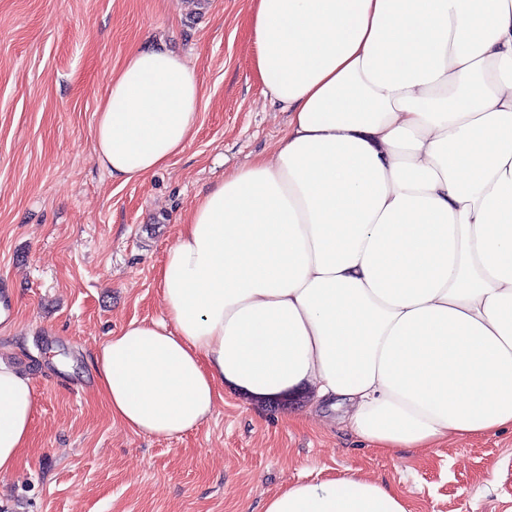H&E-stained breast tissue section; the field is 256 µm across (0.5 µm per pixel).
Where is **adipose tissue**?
Wrapping results in <instances>:
<instances>
[{
    "label": "adipose tissue",
    "instance_id": "ef3b65f1",
    "mask_svg": "<svg viewBox=\"0 0 512 512\" xmlns=\"http://www.w3.org/2000/svg\"><path fill=\"white\" fill-rule=\"evenodd\" d=\"M256 75L288 115L273 158L225 173L159 270L163 316L92 362L112 415L173 437L221 392L306 389L395 454L512 432V0H251ZM196 69L164 43L113 73L92 139L126 184L191 139ZM38 395L0 362V473ZM263 512H408L357 471Z\"/></svg>",
    "mask_w": 512,
    "mask_h": 512
}]
</instances>
